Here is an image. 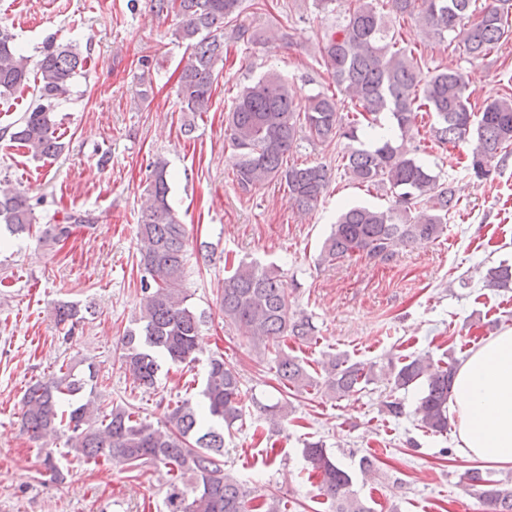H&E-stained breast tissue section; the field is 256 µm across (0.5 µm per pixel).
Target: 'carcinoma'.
<instances>
[{
  "label": "carcinoma",
  "instance_id": "carcinoma-1",
  "mask_svg": "<svg viewBox=\"0 0 512 512\" xmlns=\"http://www.w3.org/2000/svg\"><path fill=\"white\" fill-rule=\"evenodd\" d=\"M242 0H151L159 16L181 18L172 32L186 45L189 56L176 81L180 111L188 117L184 133L193 132V118L209 111L213 85L224 65V30L230 38L256 42L258 32L238 23ZM355 0V6L336 22L319 45V54L337 87L353 108L343 114L336 97L319 91L305 102L296 101L288 83L269 71L244 87L225 117L224 136L238 152L235 181L250 193L273 180L285 184L288 202L300 211L316 207L331 181L327 165L301 167L289 160L297 140L320 143L347 140L344 170L357 183L384 186L393 201L386 209L352 206L343 209L323 242L321 260L330 263L354 254L390 260L411 244L434 242L444 233L448 214L458 199L451 183L440 181L417 158L423 144L407 141L419 135L421 119L429 118L431 141L440 148L469 146L468 173L483 180L491 163L512 146V95L487 98L482 107L470 103L464 74L454 68L424 72L421 59L398 46L388 19L410 17L422 24L428 38L458 42L472 60L486 57L512 37V0H493L473 16L475 0ZM86 58L68 44L49 42L43 47L35 77H30L28 57L14 45L13 35L0 30V97H8L36 81L35 100L10 138L26 147L36 159H56L67 144L55 135L56 102L68 92L72 78L83 70ZM387 117L397 137L363 141ZM167 162L150 164L149 184L138 218L140 315L136 327L122 338L120 360L139 385L151 388L160 369L159 360L173 364L197 359V338L204 315L187 305L182 282L186 273L187 232L168 202ZM34 208L21 192L0 189V224L13 235L32 231ZM86 212L64 214L49 224L43 236L54 242L67 240L78 227H90ZM512 281V267H491L488 287ZM219 310L224 323L265 348L275 349L276 376L288 389L301 392L318 385L300 360L281 348L291 338L313 337L309 317L292 310L287 285L278 266L240 262L224 277ZM85 316L69 303L54 308V321L74 329ZM60 375L30 384L22 398V427L35 441L48 435L67 434L66 455L78 461L119 458L131 467L142 464L167 469L165 512H282L281 499L256 497L224 475V432L220 423L243 417L241 381L236 369L215 355L208 360L201 399H184L163 408L153 425L124 406L101 411L83 395L93 385L94 364L78 374L59 367ZM324 387L338 398L349 397L372 383V371L359 362L334 355L322 362ZM456 372L445 369L428 355L403 358L391 365L397 388L420 382L423 394L414 415L434 433L448 431V400ZM48 476L65 479L52 448H38ZM303 456L309 474L320 479L323 495L335 501L336 512H372L352 490V477L322 441L305 444ZM463 491L478 498L487 512H512V482L491 480L479 468L469 469Z\"/></svg>",
  "mask_w": 512,
  "mask_h": 512
}]
</instances>
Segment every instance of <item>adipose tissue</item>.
I'll return each mask as SVG.
<instances>
[{"mask_svg":"<svg viewBox=\"0 0 512 512\" xmlns=\"http://www.w3.org/2000/svg\"><path fill=\"white\" fill-rule=\"evenodd\" d=\"M449 409L467 457L512 466V328L471 351L455 374Z\"/></svg>","mask_w":512,"mask_h":512,"instance_id":"1","label":"adipose tissue"}]
</instances>
